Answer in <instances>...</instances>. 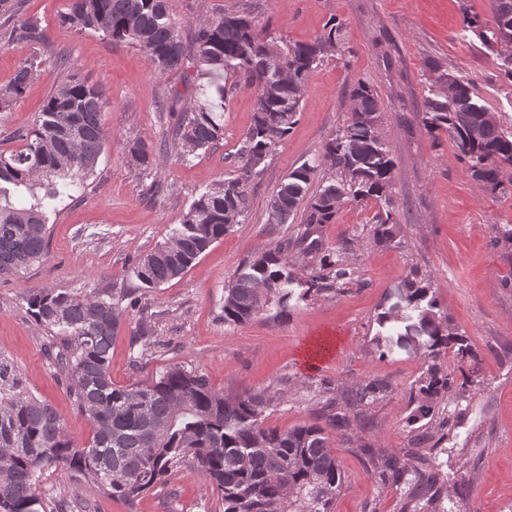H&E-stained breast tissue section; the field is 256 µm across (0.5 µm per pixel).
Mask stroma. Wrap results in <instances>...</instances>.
<instances>
[{"label":"stroma","mask_w":512,"mask_h":512,"mask_svg":"<svg viewBox=\"0 0 512 512\" xmlns=\"http://www.w3.org/2000/svg\"><path fill=\"white\" fill-rule=\"evenodd\" d=\"M8 2L21 15L40 18L46 37L0 41V87L29 56L44 59L23 100L0 112V152L21 148L18 132L31 128L61 78L58 56L67 57L88 83L102 85L110 101L102 117L105 150L82 196L62 198L50 214L46 259L0 280V355L55 409L70 436L84 446L93 430L76 415L45 351L49 333L28 313L24 298L42 288H133L138 304L126 312L112 347L115 384L146 382L169 365L188 363L228 396L284 385V397L266 411L263 425L281 431L324 425L344 477L334 512H402L404 497L380 481L368 457L372 451L409 456L416 466L432 461L439 471L438 512H512V255L491 244L495 229L512 228V182L487 193L458 159L448 134L431 135L422 122L438 65L468 83L476 100L512 129V79L465 23L469 16L490 20L489 0H169L181 24L241 12L291 44L314 40L334 20L342 25L344 46L311 73L296 125L250 188L245 222L182 276L154 289L138 288L131 264L165 240L195 198L232 176L253 122V90L236 75L224 76L230 91L223 137L180 157L172 121L160 117L158 106L175 92L186 106L203 98L208 83L193 66L157 78L138 46L62 26L65 0ZM358 81L377 95L380 135L395 163L397 237L387 245L374 241L378 200L345 202L323 225L322 241L328 250H341L351 280H323L322 290L292 299L283 316L225 323V283L245 260L292 236L301 222L296 215L285 224L267 223L273 192L292 169L321 160L326 143L348 122L345 88ZM134 140L166 144L152 170L128 164L125 147ZM412 270L431 277L441 310L480 359L466 398L440 403L428 418L419 415L414 389L425 363L398 349L381 356L373 342L389 293ZM141 327L157 344L138 360L133 333ZM369 375L386 383L387 393L368 407L348 409L346 431L326 427L329 403L341 402L343 392ZM325 382L326 393L320 389ZM363 418L368 428H360ZM36 487L78 496L88 512L219 509L216 491L187 466L131 503L88 483L72 487L58 470H46Z\"/></svg>","instance_id":"stroma-1"}]
</instances>
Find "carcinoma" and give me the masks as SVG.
Returning <instances> with one entry per match:
<instances>
[{"mask_svg": "<svg viewBox=\"0 0 512 512\" xmlns=\"http://www.w3.org/2000/svg\"><path fill=\"white\" fill-rule=\"evenodd\" d=\"M493 24L478 29L482 43L512 40V0H490ZM60 22L76 33H100L114 44L130 42L145 54L154 73L163 76L190 61L206 75L234 73L255 94L253 125L237 155V173L218 181L195 199L167 239L138 256L131 276L143 288H157L184 274L211 245L246 218V201L268 156L298 121L310 72L339 51L342 25L332 20L327 33L311 42L290 45L245 15L222 12L186 27L170 15L168 0H67ZM39 41L44 31L35 17L15 16L11 7L0 15V40ZM43 60L22 62L12 80L0 88V110L16 105ZM64 77L51 89L32 129L21 136L20 150L0 152V279L17 276L42 260L48 246V214L58 198L84 188L106 145L102 112L108 105L103 87L81 78L66 58L59 59ZM438 80L450 92L424 101V127L446 132L471 175L495 194L503 190V170L512 167V135L496 116L474 99L469 87L449 73ZM224 84L177 114L175 140L187 157L208 148L223 135L216 103L224 101ZM348 124L327 142L329 169L304 162L290 171L272 195L266 223L286 224L303 209L296 235L246 262L224 286V322L244 324L274 311L283 314L294 287L313 288L330 269L337 280L352 271L340 253L322 247L318 230L332 222L345 201H383L384 211L372 227L377 243L396 238L398 224L390 196L394 162L379 143L380 107L362 81L347 92ZM163 148L134 141L126 146L129 164L148 170ZM326 182L307 195L316 178ZM319 254V267L302 279L289 247ZM392 303L377 320L392 331L376 337L377 346L398 347L427 363L417 381L421 417L437 404L466 397L471 376L462 381L436 364L452 350L459 363L477 371L478 354L467 339L450 330L432 291L431 278L414 272L394 289ZM136 299L127 288L71 292L56 288L25 296L34 321L56 342L47 350L60 379L68 384L76 414L93 427L85 447L74 443L54 408L33 395L14 364L0 357V512H71L73 499L53 500L36 493L39 475L50 468L75 482H90L107 495L132 502L163 485L173 469L189 464L211 484L224 512H333L343 486L336 455L318 424L286 432L262 427L273 403L266 392L226 396L212 388L206 374L184 364L169 366L154 380L125 387L112 382V344L126 307ZM387 386L366 378L351 390L348 405L362 408L384 394ZM379 475L406 488L413 512L426 506L438 482L403 458L371 457Z\"/></svg>", "mask_w": 512, "mask_h": 512, "instance_id": "cac0c4a2", "label": "carcinoma"}]
</instances>
